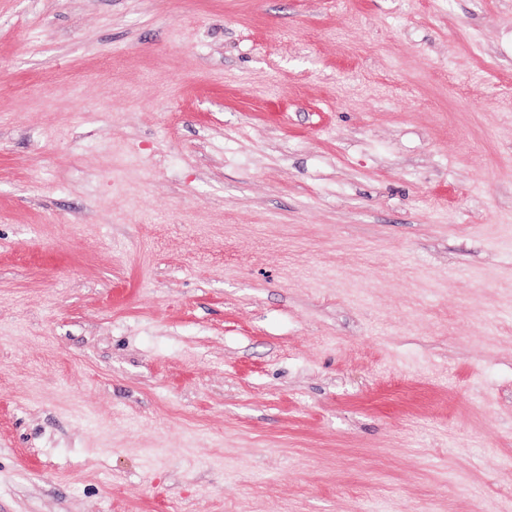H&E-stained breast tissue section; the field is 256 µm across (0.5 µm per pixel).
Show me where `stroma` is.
I'll return each mask as SVG.
<instances>
[{"label": "stroma", "instance_id": "35a3bbf8", "mask_svg": "<svg viewBox=\"0 0 512 512\" xmlns=\"http://www.w3.org/2000/svg\"><path fill=\"white\" fill-rule=\"evenodd\" d=\"M0 512H512V0H0Z\"/></svg>", "mask_w": 512, "mask_h": 512}]
</instances>
